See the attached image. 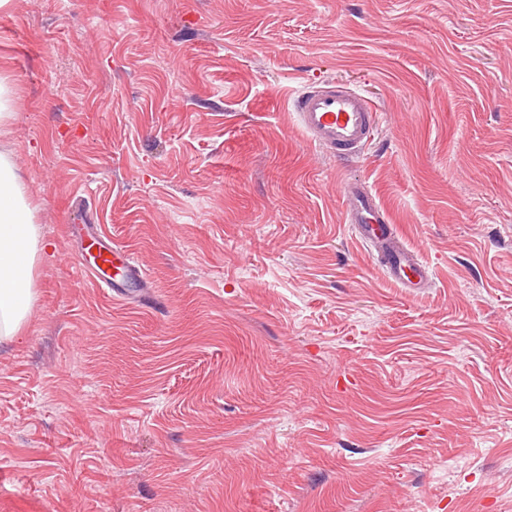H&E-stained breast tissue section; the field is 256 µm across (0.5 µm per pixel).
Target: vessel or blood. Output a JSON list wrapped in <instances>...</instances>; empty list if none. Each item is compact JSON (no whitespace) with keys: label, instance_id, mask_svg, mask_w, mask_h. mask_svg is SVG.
Returning a JSON list of instances; mask_svg holds the SVG:
<instances>
[{"label":"vessel or blood","instance_id":"obj_1","mask_svg":"<svg viewBox=\"0 0 512 512\" xmlns=\"http://www.w3.org/2000/svg\"><path fill=\"white\" fill-rule=\"evenodd\" d=\"M297 121L308 141L338 158L360 153L370 142L377 109L360 92L330 85L304 86L292 94ZM346 217L355 237L372 248V258L400 288L412 293L425 287L430 270L420 254L403 245L377 196L360 184L343 186ZM95 249L96 280L100 287L119 291L144 285L128 251L119 245L87 237Z\"/></svg>","mask_w":512,"mask_h":512}]
</instances>
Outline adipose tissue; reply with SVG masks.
<instances>
[{
    "label": "adipose tissue",
    "mask_w": 512,
    "mask_h": 512,
    "mask_svg": "<svg viewBox=\"0 0 512 512\" xmlns=\"http://www.w3.org/2000/svg\"><path fill=\"white\" fill-rule=\"evenodd\" d=\"M43 246L27 183L11 152L0 151V344L12 342L29 321Z\"/></svg>",
    "instance_id": "ef3b65f1"
}]
</instances>
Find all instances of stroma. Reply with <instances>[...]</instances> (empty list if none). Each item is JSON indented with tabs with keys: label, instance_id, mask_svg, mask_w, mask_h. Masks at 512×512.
<instances>
[{
	"label": "stroma",
	"instance_id": "obj_1",
	"mask_svg": "<svg viewBox=\"0 0 512 512\" xmlns=\"http://www.w3.org/2000/svg\"><path fill=\"white\" fill-rule=\"evenodd\" d=\"M2 74L47 248L0 512H512V0H15ZM302 81L370 99L372 144L310 145ZM347 180L431 287L355 239ZM85 237L88 241L85 247L88 253L96 248V255L91 257L100 287L112 289L115 293L121 288L144 287L143 276L132 264L130 254L124 247L102 242L94 234H87Z\"/></svg>",
	"mask_w": 512,
	"mask_h": 512
}]
</instances>
